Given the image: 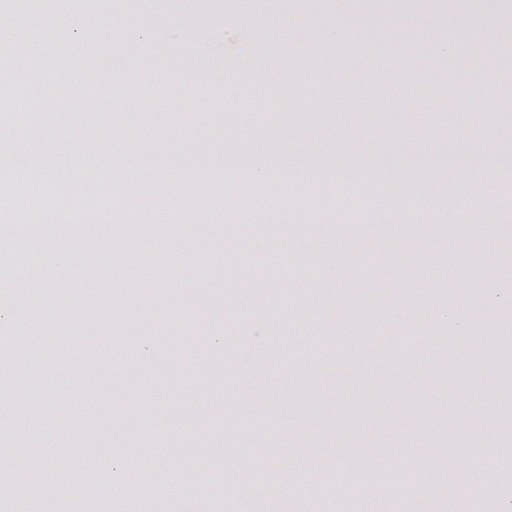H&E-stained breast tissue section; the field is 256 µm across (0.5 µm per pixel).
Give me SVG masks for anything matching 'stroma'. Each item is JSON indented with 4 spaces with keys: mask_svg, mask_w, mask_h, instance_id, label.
Here are the masks:
<instances>
[{
    "mask_svg": "<svg viewBox=\"0 0 512 512\" xmlns=\"http://www.w3.org/2000/svg\"><path fill=\"white\" fill-rule=\"evenodd\" d=\"M42 3L29 38L39 67L0 74V193L35 186L32 226L60 191L111 193L75 163L95 142L125 199L192 188L205 200L151 237L129 220L96 253L69 230L36 236L31 292L5 303L0 338L43 340L4 414L61 480L82 472L75 498L252 512L237 488L246 472L275 512H369L347 489L382 473L406 512H462L474 492L512 486V197L498 193L512 177V16L487 0H188L178 13L162 0L141 22L96 0ZM88 14L102 48L82 38ZM134 47L153 65L122 76L141 92L131 112L112 80ZM77 71L83 82L54 96ZM22 99L34 111L17 110ZM230 154L260 158L272 177L258 187L289 184L305 202L237 206L254 171H226ZM362 172L384 197L352 223L364 195L343 188ZM463 208L468 223L451 221ZM447 309L464 333L450 335ZM415 455L431 468L412 469ZM450 475L451 494L423 496Z\"/></svg>",
    "mask_w": 512,
    "mask_h": 512,
    "instance_id": "obj_1",
    "label": "stroma"
}]
</instances>
